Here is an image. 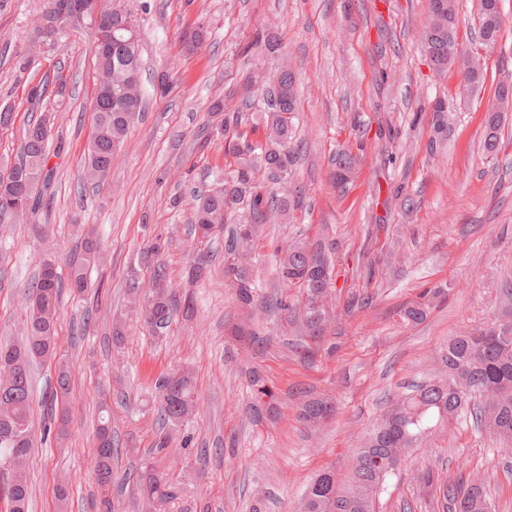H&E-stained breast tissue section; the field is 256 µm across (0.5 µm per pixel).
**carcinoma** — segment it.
Listing matches in <instances>:
<instances>
[{
    "label": "carcinoma",
    "mask_w": 512,
    "mask_h": 512,
    "mask_svg": "<svg viewBox=\"0 0 512 512\" xmlns=\"http://www.w3.org/2000/svg\"><path fill=\"white\" fill-rule=\"evenodd\" d=\"M66 0H51V7L39 18L36 30L43 41L53 46L72 25L90 19L63 9ZM103 21L112 26V36L127 40L136 28L132 16L118 8L103 7ZM459 25L457 0H430V16L424 30L423 51L430 68L440 73L456 67L466 91L484 87L487 71L477 69L474 58L479 53L458 48ZM504 18L500 0H478L475 26L478 41L487 47L502 36ZM250 47L272 56L281 54L280 38L271 31L255 29ZM97 70L109 74L111 85H97L94 105V133L84 161L83 182L97 184L112 166L115 150L144 109L141 86L130 83L133 67H141L140 48L124 59L103 51L95 52ZM67 80L58 72L46 73L28 91V101L35 106L45 97L65 98ZM241 94L237 105L221 104L224 112L217 134L224 137V170L205 191L197 192V205L191 220L192 234L209 226L227 234L224 244V282L235 291L243 307L255 303L258 286L246 261L248 249L263 225L280 216L292 215L303 208L302 190L288 187L290 173L298 153L291 146L298 105L296 77L286 65L273 80L263 72L249 70L240 79ZM512 111V82L500 79L494 91V106L485 117L483 150L497 154L502 139L503 114ZM431 136L429 147L436 151L448 140V104L437 99L429 106ZM263 132L259 139L254 138ZM52 136L50 116L41 115L24 126L17 148V160L0 168V223L13 218L6 202L17 196L22 185H31L29 211L39 208L44 191L52 178L48 143ZM356 149L348 148L331 159L336 188L346 189L356 160L365 149L363 137H356ZM168 242L157 236L147 241L141 258H151L148 285L137 277L129 279L127 294L130 307L151 329L166 330L178 310L185 316L194 312L191 293L176 298L171 290L169 272L163 256ZM276 273L287 288L299 290L301 308L299 326L302 336L319 340L332 322L329 298L333 292V252L322 241L296 239L278 249ZM103 260L102 246L94 228L83 230L79 247L70 259L69 286L77 294L89 286V271ZM205 256L192 259L188 282L193 284L208 274ZM62 282L54 259L44 258L31 291L26 298L25 332L22 342L0 346V465L9 471L5 490L8 512H28L29 467L32 449L31 385L29 366L36 360L52 361L57 356V322ZM445 294L442 287L427 288L418 300L403 310L413 323L424 321L435 299ZM443 375L418 385L393 400L377 419L353 459V481L342 493L332 471L318 474L307 487L300 512H375L376 499L388 477L396 469L385 465L389 459L405 458L411 448L423 447L433 429L469 415L477 428L512 445V323H493L464 331L448 339L440 356ZM248 385L253 393L254 411L261 414V401L277 404L278 396L258 370L248 371ZM159 435L155 451L169 445V430L189 422L198 413L199 397L192 372L182 369L162 377L156 384ZM334 411L328 399H308L303 404L307 424L318 426ZM50 421L65 432L69 423L66 402L51 408ZM118 448L112 435L111 420L99 418L95 433L92 471L97 483L113 480L112 460ZM422 489L438 499L442 512H494L495 505L485 487L473 482L442 483L430 468L418 475ZM140 495L146 512H167L173 499L172 486L157 473L149 459H144L138 475Z\"/></svg>",
    "instance_id": "carcinoma-1"
}]
</instances>
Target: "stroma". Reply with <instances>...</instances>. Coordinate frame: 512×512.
<instances>
[{
    "label": "stroma",
    "instance_id": "35a3bbf8",
    "mask_svg": "<svg viewBox=\"0 0 512 512\" xmlns=\"http://www.w3.org/2000/svg\"><path fill=\"white\" fill-rule=\"evenodd\" d=\"M49 3L0 0V102L16 113L14 125L0 130L1 161L14 159L31 117L29 87L56 70L68 83L64 101L41 104L55 115L46 205L0 224V341L22 336L24 300L42 259L53 255L67 274L83 225L96 226L106 261L92 271L88 292L61 296L58 359L73 382L65 439L44 434L56 367H32L30 512H57L53 488L61 479L71 487L68 512H105L109 505L143 512L134 478L145 458L176 491L170 512H253L259 502L266 512H295L321 470L348 483L354 448L394 397L438 374L449 337L504 317V291L512 288V112L497 155L486 154L482 139L491 81L502 62L512 63V0L501 2V39L480 53L489 83L472 94L461 92L457 70L434 74L420 51L429 0H111L139 27L147 107L107 177L87 189L81 180L97 75L91 31L80 24L55 48L42 46L34 22ZM259 26L280 37L284 57L244 56ZM198 27L205 42L186 50L184 33ZM28 58L34 64L27 68ZM284 62L298 82L301 150L293 181L303 188L304 210L298 223L267 225L250 254L259 282L258 339L244 346L230 335L243 313L224 285L220 240L207 246L211 277L194 288V316L176 315L164 335H152L138 325L127 296L139 250L148 237L167 239L169 275L182 285L198 251L189 233L193 192L224 167L223 139L200 143L209 107L239 72L254 66L271 74ZM164 75L174 82L165 95L156 90ZM438 97L448 102L451 132L433 153L427 106ZM352 125L370 146L342 192L331 179V158L346 145L341 128ZM387 125L395 138L377 139ZM400 188L415 197L413 212L399 207ZM175 193L183 197L176 210L168 204ZM319 233L334 248L336 318L306 360L296 320L271 305L283 294L297 297L280 288L274 268L280 245ZM436 285L449 286L446 299L425 321L406 322L405 306ZM118 319L128 332L117 346ZM250 365L279 397L274 415L259 422L249 414ZM177 367L194 374L199 412L157 453L155 382ZM299 388L333 398L335 415L321 429L303 422ZM103 402L119 448L106 492L90 469ZM424 467L444 482L460 475L482 481L496 512H512V450L465 417L409 451L376 512H439L418 484Z\"/></svg>",
    "mask_w": 512,
    "mask_h": 512
}]
</instances>
